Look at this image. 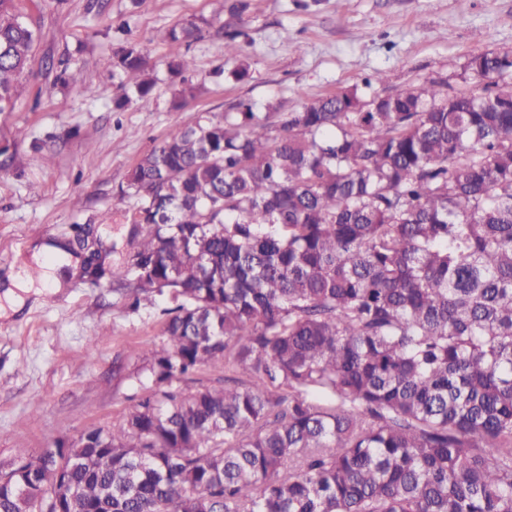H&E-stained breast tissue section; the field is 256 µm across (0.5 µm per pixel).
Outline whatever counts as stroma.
Here are the masks:
<instances>
[{
  "label": "stroma",
  "instance_id": "35a3bbf8",
  "mask_svg": "<svg viewBox=\"0 0 512 512\" xmlns=\"http://www.w3.org/2000/svg\"><path fill=\"white\" fill-rule=\"evenodd\" d=\"M246 3L232 16L216 0H15L38 39L24 93L0 112V472L87 428L112 427L142 396L141 353L164 343L170 301L130 311L110 277L135 246L127 175L171 131L240 101L278 122L303 100L363 86L378 71L385 92L438 78L468 92L472 56L512 53V0ZM220 19L243 33L247 80H235L224 60ZM188 23L201 33L188 50L192 68L175 77L157 32ZM129 42L156 88L116 112L119 80L102 61ZM53 58L68 62L63 82L48 71ZM77 225L103 243L105 278L74 275L12 311L4 291L20 263L72 238Z\"/></svg>",
  "mask_w": 512,
  "mask_h": 512
}]
</instances>
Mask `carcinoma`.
<instances>
[{"label":"carcinoma","instance_id":"1","mask_svg":"<svg viewBox=\"0 0 512 512\" xmlns=\"http://www.w3.org/2000/svg\"><path fill=\"white\" fill-rule=\"evenodd\" d=\"M196 32L161 33L172 74ZM36 39L0 0V112ZM105 65L115 108L152 92L137 44ZM468 69L473 92L353 87L278 126L240 101L144 155L122 286L174 302L149 384L0 473V512H512V54Z\"/></svg>","mask_w":512,"mask_h":512}]
</instances>
